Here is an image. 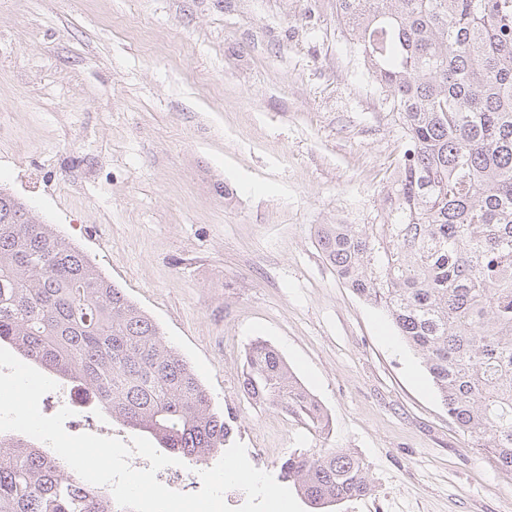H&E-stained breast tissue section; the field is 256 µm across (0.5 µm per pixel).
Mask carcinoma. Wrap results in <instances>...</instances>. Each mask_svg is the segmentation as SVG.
<instances>
[{
  "mask_svg": "<svg viewBox=\"0 0 512 512\" xmlns=\"http://www.w3.org/2000/svg\"><path fill=\"white\" fill-rule=\"evenodd\" d=\"M405 150L384 224H321L336 275L421 357L448 417L512 475V0H335ZM84 390L106 415L196 462L234 429L158 326L87 255L0 191V344ZM240 386L319 433L320 402L272 345ZM282 478L312 505L371 493L367 464L291 454ZM0 512H112V496L44 448L0 436Z\"/></svg>",
  "mask_w": 512,
  "mask_h": 512,
  "instance_id": "obj_1",
  "label": "carcinoma"
}]
</instances>
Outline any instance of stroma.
Segmentation results:
<instances>
[{"instance_id":"obj_1","label":"stroma","mask_w":512,"mask_h":512,"mask_svg":"<svg viewBox=\"0 0 512 512\" xmlns=\"http://www.w3.org/2000/svg\"><path fill=\"white\" fill-rule=\"evenodd\" d=\"M404 145L334 0H0V188L158 324L250 463L347 448L374 491L330 512H504L512 476L316 243L384 223ZM256 340L328 433L243 394Z\"/></svg>"}]
</instances>
